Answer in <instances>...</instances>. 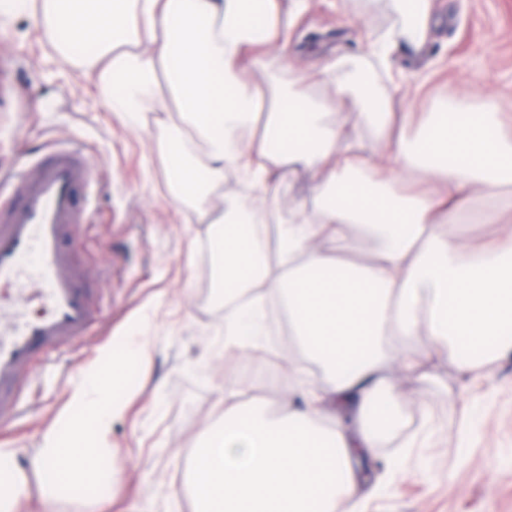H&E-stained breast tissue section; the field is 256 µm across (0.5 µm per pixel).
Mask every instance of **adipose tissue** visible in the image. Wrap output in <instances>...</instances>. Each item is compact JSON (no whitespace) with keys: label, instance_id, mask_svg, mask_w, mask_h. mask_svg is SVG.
Segmentation results:
<instances>
[{"label":"adipose tissue","instance_id":"ef3b65f1","mask_svg":"<svg viewBox=\"0 0 512 512\" xmlns=\"http://www.w3.org/2000/svg\"><path fill=\"white\" fill-rule=\"evenodd\" d=\"M268 21L249 20L252 0H0V24L25 10L62 33L57 53L69 60L73 44L88 38L98 48L87 67L110 89L113 112L128 122L174 100L181 125L164 134L172 196L208 213L211 189L233 170L244 183L263 185L273 166L318 172L316 209L296 204L283 220V271L271 270L259 231L269 207L264 198L235 199L219 217L214 239L224 284L226 358L265 334L266 300L288 308L290 329L307 361L320 364L326 384L306 381L294 364L301 408L275 419L261 410L242 415L239 391L224 389L218 423L186 455L184 487L194 512H361L353 504L352 463L371 457L377 426L392 424L390 388L383 374L389 343L404 344V369L415 370L409 341L422 337L434 350L456 354L460 340L479 346L495 340L512 352V234L465 251L439 233L471 202L478 224H499L512 214V133L502 129L499 106L485 99L475 120L467 100L446 113H396L377 95L364 66L337 62L322 82L351 111L369 115L383 155L360 153V134L348 121L327 119L324 100L269 71L266 51L286 44L289 16L280 0H262ZM404 20L401 34L418 44L431 24L430 0H391ZM255 79H248V72ZM418 125L410 138L395 122ZM261 133H254L255 123ZM373 235L371 262L344 261L351 225ZM91 369L75 386L66 436L48 430L30 461L40 482L44 512H55L63 492L121 478L123 464L108 445L121 411L107 398L122 365ZM349 423L321 425L328 406ZM18 451L0 448V512H18L26 475Z\"/></svg>","mask_w":512,"mask_h":512}]
</instances>
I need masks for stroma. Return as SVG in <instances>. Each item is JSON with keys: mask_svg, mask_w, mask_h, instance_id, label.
<instances>
[{"mask_svg": "<svg viewBox=\"0 0 512 512\" xmlns=\"http://www.w3.org/2000/svg\"><path fill=\"white\" fill-rule=\"evenodd\" d=\"M433 21L422 46L395 37L389 70L377 86L399 112H434L463 95H491L512 115V0H432ZM400 17L390 0H308L288 32L285 49L268 54L281 81L303 78L308 92L329 100L330 117L349 118L366 149L379 145L364 115L346 113L319 81L338 60L359 59L365 46ZM57 33L20 12L0 29V67L12 86L0 98V166L59 140L83 148L96 177L84 199L78 253L98 290V314L87 339L49 354L22 383L23 413L0 426V447L18 448L27 469L43 434L61 428L73 387L103 350L124 356L141 321L156 349L148 369H129L109 394L124 401L113 419L111 446L124 461V477L58 500L56 512H193L184 483L186 453L224 404V385L241 394L242 410L261 404L272 416L295 400L290 362L297 344L268 331L200 372L224 342V303L215 286L213 241L220 227L204 223L169 191L168 160L157 147L173 112H149L136 124L122 121L109 93L86 74V57L61 60ZM317 174L272 169V205L314 206ZM511 231L512 223L475 224L470 211L441 225V234L477 247ZM388 352L384 375L395 389L400 429L381 436L363 473L365 512H512V356L471 370L442 351H428L421 369L404 372ZM281 388H269L266 369ZM20 512H41V489L27 476Z\"/></svg>", "mask_w": 512, "mask_h": 512, "instance_id": "stroma-1", "label": "stroma"}]
</instances>
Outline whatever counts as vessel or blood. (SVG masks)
<instances>
[{"label":"vessel or blood","mask_w":512,"mask_h":512,"mask_svg":"<svg viewBox=\"0 0 512 512\" xmlns=\"http://www.w3.org/2000/svg\"><path fill=\"white\" fill-rule=\"evenodd\" d=\"M90 159L67 143L0 170V417L18 414L20 383L48 350L87 336L97 296L70 242L84 220ZM39 301L42 315L27 305Z\"/></svg>","instance_id":"obj_1"}]
</instances>
